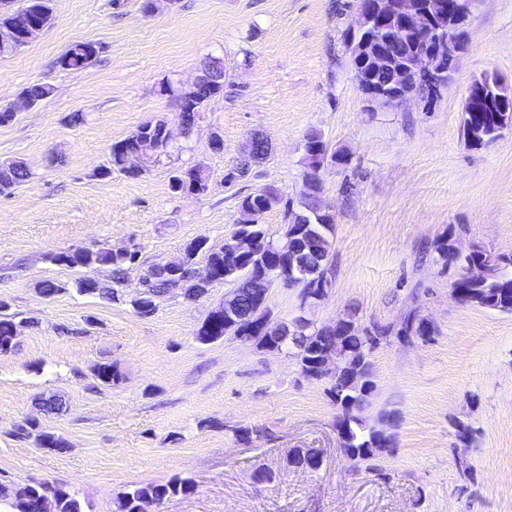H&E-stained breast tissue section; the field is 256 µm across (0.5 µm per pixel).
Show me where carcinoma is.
<instances>
[{
	"label": "carcinoma",
	"instance_id": "obj_1",
	"mask_svg": "<svg viewBox=\"0 0 512 512\" xmlns=\"http://www.w3.org/2000/svg\"><path fill=\"white\" fill-rule=\"evenodd\" d=\"M99 55V47L90 41H76L67 52L60 56L57 64L64 70H79L91 65ZM202 74L216 77L219 82L215 85L205 83L202 93L197 99V109H202L213 93L224 92V60L217 56L208 57L204 63ZM479 112H464L461 115V130L465 144L479 148L502 135L504 127L512 128V116L503 112L493 111V107L480 103ZM166 121L159 119L139 126V129H149L148 136L151 144L162 149L167 148L169 139L164 136ZM135 136L112 145L108 164L98 172L101 178H107L114 172L127 176L134 173L127 166V152L132 147ZM328 151L321 135L311 132L305 142L304 176L316 174L317 159ZM248 159L238 167L239 176H244L250 169V161L259 160L266 155V137L254 134L248 144ZM31 173L20 161L0 163V194L9 195L16 188L29 181ZM199 187L207 191V179L203 171L189 168L182 175H175L171 188L174 192L187 194ZM253 206L264 214L281 206L284 209V224L286 230L283 238L288 245H300V256L297 269L303 274V279L315 283L327 279L332 270L331 236L334 231V221L318 216L313 197L304 195L295 202L284 199L274 188L265 189L256 194H248L240 198L239 207ZM251 232L260 238V244L252 256L241 265L231 261L225 253L224 246L208 243L204 238L196 239L185 247L184 254L189 262L198 257L207 260L218 276L225 282H231L241 301L243 314L249 316V323L269 325L273 321L268 306L257 309L251 302L252 292L261 284L246 276L245 269L255 272L265 269L272 271V276L280 278L283 284L292 279L288 262L282 260L273 251L274 236L270 235L264 225L257 224ZM454 243L446 236L437 239L432 248L438 259L446 266L455 265L462 270L472 265L485 266L484 277L476 282L458 278L453 283L457 300L461 303L478 306L512 315V252L492 254L485 249L474 248L466 253H452ZM138 250L130 252L112 250L100 247L96 250H64L50 256V260L67 268L89 269L93 266L106 265L111 269L112 285L101 286L98 282L82 277L75 281L76 290L82 294H94L102 299L118 301L123 298L119 292L125 282L127 273L135 265ZM180 291L182 297H187L190 289L181 282V277L166 273H149L145 276V295L141 300H128L133 311L140 317L146 318L155 313L157 301L175 291ZM16 315L7 312V306L0 303V354L12 351L16 342L14 331L17 328ZM435 334L430 321L414 313L400 324L399 328L392 326L377 327L370 330L353 317L341 320L342 342L336 347L340 362L335 376L329 380L327 393L333 403L340 409L335 428L339 440V448L343 455L354 462L369 461L382 451L393 447V434L388 429L394 427L396 414H384L385 425L378 428L366 421L362 412L369 404L375 389L372 354L382 342L394 336L400 340L420 338L426 342L432 340ZM324 331L320 329L300 330L289 335L282 347L292 350L300 372L304 376L319 374L317 364L318 351L322 347ZM224 339V322L212 323L208 328H200L198 340L202 343H212ZM94 376L105 385L112 386L119 382L121 373L110 363H100L94 368ZM19 437L27 439L34 437L38 447L61 452L66 449L65 440L48 431L39 428L33 420L26 422L17 429ZM318 448H295L288 463L297 468L315 470L314 462L320 455ZM194 482L189 478L174 477L163 484H136L122 493L118 499V512H136L139 503L145 499L162 503L178 495H188L194 491ZM0 501L9 503L12 512H84L82 504L62 488L46 481L31 482L18 485L11 482H0Z\"/></svg>",
	"mask_w": 512,
	"mask_h": 512
}]
</instances>
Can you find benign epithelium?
I'll return each mask as SVG.
<instances>
[{"instance_id":"7a95c632","label":"benign epithelium","mask_w":512,"mask_h":512,"mask_svg":"<svg viewBox=\"0 0 512 512\" xmlns=\"http://www.w3.org/2000/svg\"><path fill=\"white\" fill-rule=\"evenodd\" d=\"M475 0H357L354 18L349 25L347 48L359 87L370 107L399 106L414 98L428 102L448 84L464 54L465 37L454 39L450 31L466 32L473 13ZM48 21L36 20L30 13L21 11L14 17L11 26L0 30V45L23 48L40 33ZM414 35L415 45L399 55L390 47L393 35L399 31ZM387 71L391 78L386 83L376 80V74ZM158 154L140 144L128 154V164L134 170L145 171ZM257 239L247 233L236 234L227 249L237 255L252 252ZM164 268L175 270L183 281L197 285V302L208 294L213 284L210 271L185 265L183 260L164 264ZM293 285L301 287L300 305L306 307L321 300L330 283L322 282L301 285L294 279ZM224 314L227 334L245 342L240 331L242 319L238 303L230 292L210 313Z\"/></svg>"}]
</instances>
